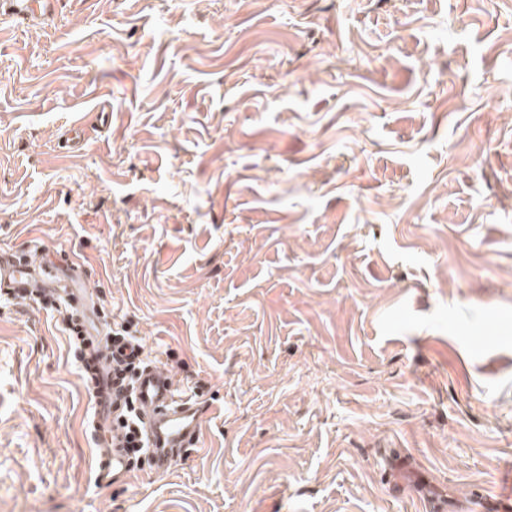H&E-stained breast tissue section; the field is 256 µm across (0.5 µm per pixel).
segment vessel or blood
<instances>
[{"label":"vessel or blood","mask_w":512,"mask_h":512,"mask_svg":"<svg viewBox=\"0 0 512 512\" xmlns=\"http://www.w3.org/2000/svg\"><path fill=\"white\" fill-rule=\"evenodd\" d=\"M57 3L58 0H0V18L45 21L53 17ZM81 275L82 265L76 259L55 269L32 255L22 261L11 254L0 253V294L16 299L59 287L64 285L66 277ZM108 355L101 341L91 340L86 360L96 376L93 472L96 483L102 487L125 486L133 483L135 476L124 450L125 434L112 425V371ZM134 397L148 441L152 469L164 470L176 454L198 443L204 414L202 403L184 394L181 377L159 360L140 370Z\"/></svg>","instance_id":"b4317fda"}]
</instances>
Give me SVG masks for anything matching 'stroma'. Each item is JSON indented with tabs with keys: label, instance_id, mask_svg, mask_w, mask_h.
<instances>
[{
	"label": "stroma",
	"instance_id": "stroma-1",
	"mask_svg": "<svg viewBox=\"0 0 512 512\" xmlns=\"http://www.w3.org/2000/svg\"><path fill=\"white\" fill-rule=\"evenodd\" d=\"M35 249L185 362L202 434L100 488L59 316L0 304V512H512V0L0 23V250Z\"/></svg>",
	"mask_w": 512,
	"mask_h": 512
}]
</instances>
